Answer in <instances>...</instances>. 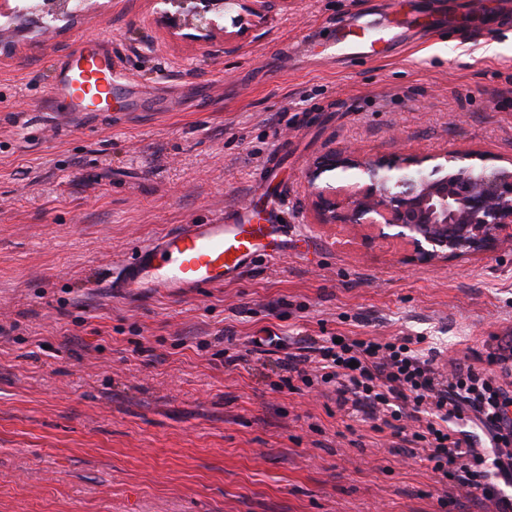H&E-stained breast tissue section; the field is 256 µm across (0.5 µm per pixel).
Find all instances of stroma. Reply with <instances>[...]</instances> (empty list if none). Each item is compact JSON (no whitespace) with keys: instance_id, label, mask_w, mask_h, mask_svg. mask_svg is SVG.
Listing matches in <instances>:
<instances>
[{"instance_id":"1","label":"stroma","mask_w":512,"mask_h":512,"mask_svg":"<svg viewBox=\"0 0 512 512\" xmlns=\"http://www.w3.org/2000/svg\"><path fill=\"white\" fill-rule=\"evenodd\" d=\"M396 3L288 0L229 52L171 36L155 0H85L44 37L0 19V512H495L283 365L308 336H408L444 366L512 340V244L414 266L404 240L310 209L332 148L512 159V0H445L459 33L337 51L338 27ZM78 36L112 43L111 111L45 107ZM224 210L286 225L285 247L188 297L107 288Z\"/></svg>"}]
</instances>
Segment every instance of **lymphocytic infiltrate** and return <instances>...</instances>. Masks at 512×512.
Returning <instances> with one entry per match:
<instances>
[{"instance_id":"f902f5d3","label":"lymphocytic infiltrate","mask_w":512,"mask_h":512,"mask_svg":"<svg viewBox=\"0 0 512 512\" xmlns=\"http://www.w3.org/2000/svg\"><path fill=\"white\" fill-rule=\"evenodd\" d=\"M314 358L316 378L307 370ZM285 361L305 386L317 380L331 385L338 405L380 421L401 446L426 449L440 483L512 512V498L501 492L512 484V356L492 352L488 367L459 363L445 373L434 357L415 353L406 337L339 343L312 338L286 352ZM455 420L479 425L488 446L476 447L452 429Z\"/></svg>"}]
</instances>
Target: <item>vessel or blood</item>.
<instances>
[{"instance_id":"b4317fda","label":"vessel or blood","mask_w":512,"mask_h":512,"mask_svg":"<svg viewBox=\"0 0 512 512\" xmlns=\"http://www.w3.org/2000/svg\"><path fill=\"white\" fill-rule=\"evenodd\" d=\"M446 16L423 0H411L408 11L379 20H361L337 28L336 47L349 56L381 53L398 30L439 28ZM50 111L89 112L108 102L118 84L112 43L77 39L52 62ZM278 227L248 223L244 213L221 212L205 224H179L141 247L113 276L112 287L128 294L162 290L173 296L193 295L234 281L259 256L278 250Z\"/></svg>"}]
</instances>
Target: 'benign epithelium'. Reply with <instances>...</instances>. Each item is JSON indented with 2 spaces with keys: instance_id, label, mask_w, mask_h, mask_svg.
Returning a JSON list of instances; mask_svg holds the SVG:
<instances>
[{
  "instance_id": "obj_1",
  "label": "benign epithelium",
  "mask_w": 512,
  "mask_h": 512,
  "mask_svg": "<svg viewBox=\"0 0 512 512\" xmlns=\"http://www.w3.org/2000/svg\"><path fill=\"white\" fill-rule=\"evenodd\" d=\"M55 20L75 16L71 0H45ZM182 16L156 12L173 36L188 26L201 45L224 35L231 45L267 21L272 0H176ZM236 12L234 30L218 24ZM351 173L337 189L330 180ZM310 205L319 224H382L411 246L407 262L431 264L488 253L512 242V167L489 163L475 151L366 158L356 151L326 152L307 168Z\"/></svg>"
}]
</instances>
